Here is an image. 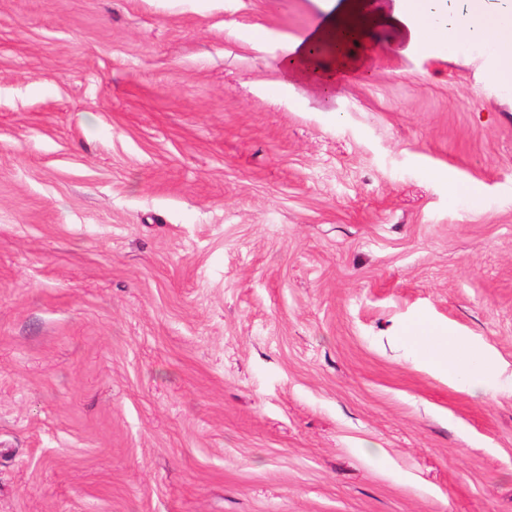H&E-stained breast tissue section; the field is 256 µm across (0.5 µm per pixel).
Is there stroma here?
Listing matches in <instances>:
<instances>
[{"label": "stroma", "mask_w": 512, "mask_h": 512, "mask_svg": "<svg viewBox=\"0 0 512 512\" xmlns=\"http://www.w3.org/2000/svg\"><path fill=\"white\" fill-rule=\"evenodd\" d=\"M318 16L0 0V512H512V91ZM414 336L418 342L426 337L431 339L430 350H427L430 352L426 354L437 367L448 371V375L454 374L460 361L480 362L479 356L465 344L463 338L449 331H435L423 322L416 326Z\"/></svg>", "instance_id": "1"}]
</instances>
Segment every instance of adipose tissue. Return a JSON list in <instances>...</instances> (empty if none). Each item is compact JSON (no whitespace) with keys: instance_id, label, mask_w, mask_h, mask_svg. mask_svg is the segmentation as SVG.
Wrapping results in <instances>:
<instances>
[{"instance_id":"ef3b65f1","label":"adipose tissue","mask_w":512,"mask_h":512,"mask_svg":"<svg viewBox=\"0 0 512 512\" xmlns=\"http://www.w3.org/2000/svg\"><path fill=\"white\" fill-rule=\"evenodd\" d=\"M449 10L448 0H320L317 21L302 35L286 41L280 59L284 74L315 80L328 90L336 70L364 69L371 55L336 66L322 67L310 54L312 46L338 47L348 38L361 37L370 27L386 28L395 52L437 46L448 54L475 41H482L494 61L492 77L512 88V0H458ZM416 338H430L429 357L439 368L455 372L459 362H478V355L462 337L436 331L426 324L414 330Z\"/></svg>"}]
</instances>
